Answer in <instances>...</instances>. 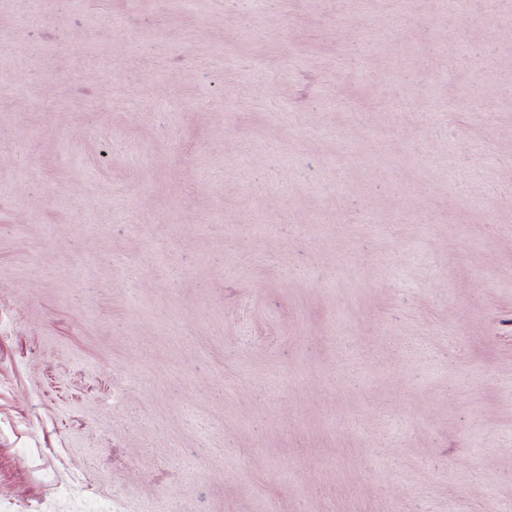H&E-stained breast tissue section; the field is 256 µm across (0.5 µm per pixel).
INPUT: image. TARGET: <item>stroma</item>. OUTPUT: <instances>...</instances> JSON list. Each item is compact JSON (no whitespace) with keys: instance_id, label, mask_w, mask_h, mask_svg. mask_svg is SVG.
<instances>
[{"instance_id":"1","label":"stroma","mask_w":512,"mask_h":512,"mask_svg":"<svg viewBox=\"0 0 512 512\" xmlns=\"http://www.w3.org/2000/svg\"><path fill=\"white\" fill-rule=\"evenodd\" d=\"M512 0H0V512H512Z\"/></svg>"}]
</instances>
